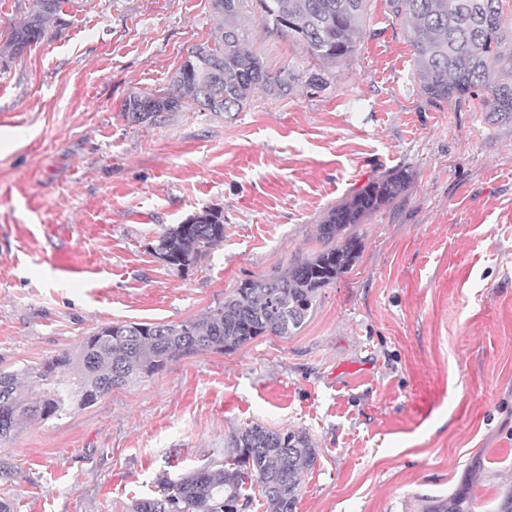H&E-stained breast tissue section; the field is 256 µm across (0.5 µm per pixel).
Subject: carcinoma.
Wrapping results in <instances>:
<instances>
[{
    "label": "carcinoma",
    "mask_w": 512,
    "mask_h": 512,
    "mask_svg": "<svg viewBox=\"0 0 512 512\" xmlns=\"http://www.w3.org/2000/svg\"><path fill=\"white\" fill-rule=\"evenodd\" d=\"M64 0H32L22 20L9 28L0 61L16 59L61 22ZM505 0H385L389 15L404 27L412 47L415 79L432 102L474 100L490 112L512 113V80L492 76L512 70V16ZM248 0H211L220 25L213 39L192 46L171 88L133 95L122 111L131 123L158 121L185 105L200 112H238L254 91L285 95L295 84L317 88L325 70L350 58L364 30L371 0H256L275 30L292 38L315 61L305 79L287 69L272 73L246 48L239 18ZM411 174L401 170L370 180L318 225L321 249L280 275L251 280L224 302L180 322H113L85 337L77 353L63 352L20 371L0 369V445L25 421L48 420L95 404L115 388L151 377L181 357L203 352L233 353L259 336H292L317 302L319 291L347 274L360 241L354 228L390 206ZM224 241V215L206 208L167 229L159 255L186 269ZM227 459L176 479L162 476L156 495L136 500L132 512H237L263 499L266 512H295L305 473L317 461L303 430L268 429L253 423L230 438ZM467 492L425 505L424 512H474Z\"/></svg>",
    "instance_id": "cac0c4a2"
}]
</instances>
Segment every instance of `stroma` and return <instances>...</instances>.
Returning a JSON list of instances; mask_svg holds the SVG:
<instances>
[{"label":"stroma","instance_id":"obj_1","mask_svg":"<svg viewBox=\"0 0 512 512\" xmlns=\"http://www.w3.org/2000/svg\"><path fill=\"white\" fill-rule=\"evenodd\" d=\"M63 18L0 66V369L110 322L193 318L311 257L326 212L369 180L412 178L356 226V265L295 335L187 355L24 424L0 445V495L16 512H130L258 423L317 450L297 512H422L460 490L493 512L512 488V116L430 102L372 0L322 88L138 125L124 100L169 87L217 24L211 0H65ZM241 24L269 70L311 69L261 14ZM206 208L224 212L223 243L168 264L160 234Z\"/></svg>","mask_w":512,"mask_h":512}]
</instances>
